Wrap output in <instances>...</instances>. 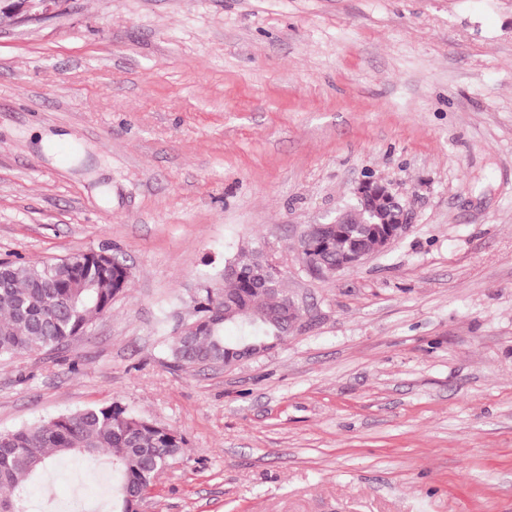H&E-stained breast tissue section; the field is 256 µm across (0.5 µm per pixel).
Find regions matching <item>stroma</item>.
Masks as SVG:
<instances>
[{
    "label": "stroma",
    "mask_w": 512,
    "mask_h": 512,
    "mask_svg": "<svg viewBox=\"0 0 512 512\" xmlns=\"http://www.w3.org/2000/svg\"><path fill=\"white\" fill-rule=\"evenodd\" d=\"M368 177L407 228L311 275L303 225ZM250 245L304 319L172 368L191 295ZM101 249L128 288L0 360V432L115 402L174 429L141 512H512V0H65L0 27V261ZM28 492L69 512L68 480Z\"/></svg>",
    "instance_id": "stroma-1"
}]
</instances>
